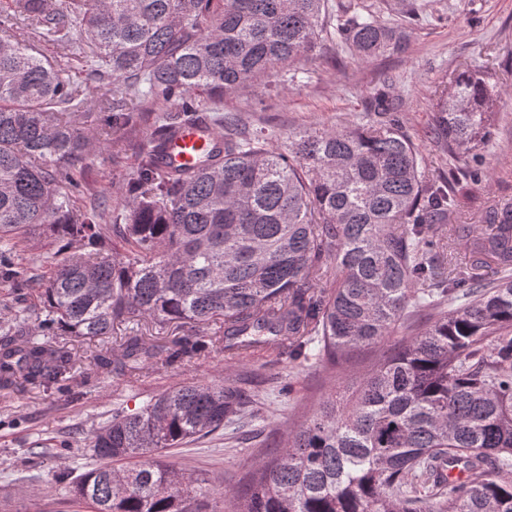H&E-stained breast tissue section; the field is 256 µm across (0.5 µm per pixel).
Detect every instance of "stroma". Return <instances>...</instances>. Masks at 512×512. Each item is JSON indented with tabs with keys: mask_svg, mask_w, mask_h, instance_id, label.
Here are the masks:
<instances>
[{
	"mask_svg": "<svg viewBox=\"0 0 512 512\" xmlns=\"http://www.w3.org/2000/svg\"><path fill=\"white\" fill-rule=\"evenodd\" d=\"M328 5L334 14L369 11L399 28L402 51L363 62L327 35L296 81L261 84L217 104L203 103V110L234 117L246 134L268 131L277 145L295 131L357 123L382 90L419 145L429 177L439 183L447 180L452 161L433 137L436 102L458 71L483 69L493 74L497 91L492 137L484 149L489 177L456 184V207L440 224H482L493 209L512 203V0H329ZM39 48L46 56L61 57L88 100L111 97V84L89 79L79 56H62L50 41H40ZM150 132L145 121L115 126L111 147L91 155L84 181L101 211L123 208L117 187L136 174ZM435 315L431 307L418 308L411 329L398 330L384 345L354 352L337 366L320 356L316 342L309 359L290 360L285 342L275 336L225 351L219 322L207 329L213 341L205 351L172 363L159 357L125 366L123 341L134 330L158 351L186 333L181 323L160 326L139 317L112 335L68 341L71 364L58 384L46 389L20 382L0 390V512H76L69 485L58 475L95 466L88 450L94 431L113 414L139 410L188 381L235 384L246 394L247 406L218 434L169 450L165 463L216 490L241 486L287 446L325 397L357 387L389 350ZM99 351L111 354V370L94 366ZM37 443L49 444L52 453L34 463L27 450Z\"/></svg>",
	"mask_w": 512,
	"mask_h": 512,
	"instance_id": "stroma-1",
	"label": "stroma"
}]
</instances>
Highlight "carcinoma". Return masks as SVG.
<instances>
[{
	"label": "carcinoma",
	"instance_id": "obj_1",
	"mask_svg": "<svg viewBox=\"0 0 512 512\" xmlns=\"http://www.w3.org/2000/svg\"><path fill=\"white\" fill-rule=\"evenodd\" d=\"M327 0H9L0 10V277L16 286L15 325L0 333V389L56 384L71 355L48 336H109L132 317L183 322L195 333L165 346L170 361L206 348L224 323L232 350L282 336L306 355L316 336L331 362L384 344L421 306L438 310L344 402L331 395L252 474L245 491L217 492L177 474L164 453L243 411L230 384L189 382L100 426L94 468L74 476L89 512H512V205L485 227L461 224L471 262L445 271L436 221L454 207L449 184L427 175L419 146L385 94L354 127L308 128L279 146L210 118L222 145L191 169L159 162L172 127L268 78L297 75L325 30ZM64 50L69 22L88 70L112 82L100 128L85 129L84 88L37 53L20 22ZM336 37L360 60L402 47V34L357 12ZM492 76L464 70L436 106L435 139L453 180L485 174ZM155 132L136 178L121 188L115 223L81 201L80 174L96 138L139 117ZM178 111H170L171 106ZM119 238L123 252L116 251ZM38 241L50 271L14 263ZM497 266L498 279L477 273ZM331 289H325V284ZM153 352L138 335L123 357ZM129 461L114 469L112 462ZM460 469L465 479L449 473Z\"/></svg>",
	"mask_w": 512,
	"mask_h": 512
}]
</instances>
